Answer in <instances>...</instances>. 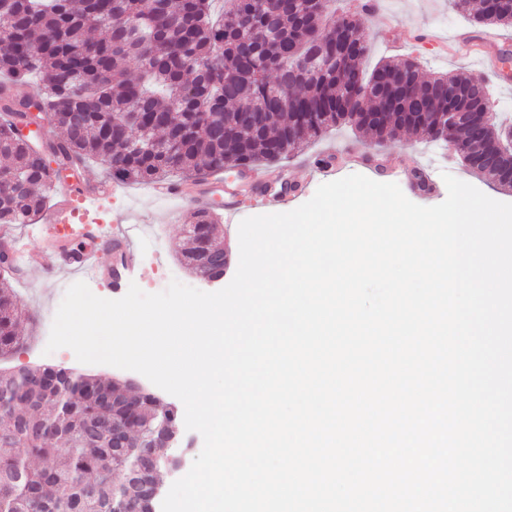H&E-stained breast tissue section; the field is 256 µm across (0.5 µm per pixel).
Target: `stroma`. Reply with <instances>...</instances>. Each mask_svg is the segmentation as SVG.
<instances>
[{
    "label": "stroma",
    "mask_w": 512,
    "mask_h": 512,
    "mask_svg": "<svg viewBox=\"0 0 512 512\" xmlns=\"http://www.w3.org/2000/svg\"><path fill=\"white\" fill-rule=\"evenodd\" d=\"M378 2L386 24L381 27L371 18H364L369 52L362 62L363 68L372 69L383 58L408 57L417 62L425 77L458 71L484 76V61L462 52L443 53L439 45L424 39L428 33L448 39L457 31L466 30L476 38L496 39L498 45L492 48V56H504V69L512 70V28H477L453 8L451 0ZM269 169L294 185V192L288 195V206L292 209L310 200L319 185L351 174L396 183L409 200L422 206L437 205L446 199L443 176L447 173L475 186L492 199L512 203V193L476 175L459 158L451 156L446 147L404 132L395 139L377 143L348 128L333 129L291 151L287 158L270 164ZM85 208L89 220H97L103 212L111 218L123 216L128 223L142 225L145 236L157 239L155 246L142 249L138 268L124 273L120 288H113L111 281L106 279L87 278L86 283L95 295L118 299L133 283L147 293L164 291L170 284L167 272L171 269L177 271L181 283L201 288V281L182 258L186 230L195 221L192 207L183 208L179 218L173 221H162L166 203L153 201L146 195L143 184L133 182L128 191L87 201ZM72 283L69 277L52 282L31 279L24 274L13 276L11 285L22 306L36 311L38 321L23 325L22 333L27 342L9 357L0 358V371L39 365L61 366L116 381L131 379L146 390H153V383L140 373L108 365L80 363L71 349L46 353L47 318L56 313Z\"/></svg>",
    "instance_id": "1"
}]
</instances>
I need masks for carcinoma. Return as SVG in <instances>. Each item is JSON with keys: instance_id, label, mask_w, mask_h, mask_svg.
I'll use <instances>...</instances> for the list:
<instances>
[{"instance_id": "1", "label": "carcinoma", "mask_w": 512, "mask_h": 512, "mask_svg": "<svg viewBox=\"0 0 512 512\" xmlns=\"http://www.w3.org/2000/svg\"><path fill=\"white\" fill-rule=\"evenodd\" d=\"M212 18L211 0H0V74L23 86L37 74L41 87L18 96L0 88V224H29L48 205L53 179L89 158L116 178L148 184L170 173L204 175L280 159L333 127L349 126L377 142L400 131L438 141L434 127L405 119L431 100L435 112H459L460 141L473 137L469 73L422 77L411 59L381 61L365 73L366 33L335 41L323 25L330 0H225ZM479 26L512 25V0L487 9L484 0H453ZM337 56L339 65L313 75L269 65L286 57ZM384 77L380 89L352 102L356 87ZM288 87V110L277 94ZM256 112L255 128L237 113ZM46 120L61 133L35 148L11 136L18 123ZM495 134L481 131L471 168L504 190L511 160L493 154ZM219 229L196 221L183 256L199 273L223 257ZM198 236L208 237L200 253ZM0 278V357L24 344V311ZM50 366L0 375V512H147L137 463L155 471L180 452L145 448L144 423L165 421L177 434L174 408L158 396H134L117 382L70 372L56 387ZM130 433L112 447V432Z\"/></svg>"}]
</instances>
